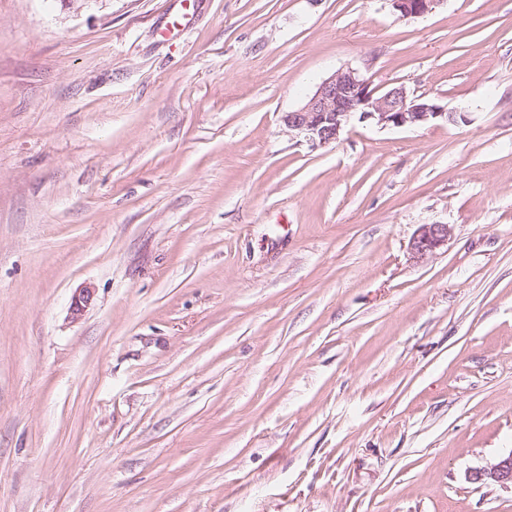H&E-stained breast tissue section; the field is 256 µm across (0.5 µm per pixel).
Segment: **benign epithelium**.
Masks as SVG:
<instances>
[{
	"mask_svg": "<svg viewBox=\"0 0 512 512\" xmlns=\"http://www.w3.org/2000/svg\"><path fill=\"white\" fill-rule=\"evenodd\" d=\"M404 18L420 17L433 12L444 0H391ZM368 123L381 129L420 128L435 121L448 124L467 121L457 110L444 111L423 95H414L400 86L373 88L357 69L341 68L324 79L314 94L300 107L285 113L288 129L303 137L313 147L337 143L353 121ZM452 229L448 224H423L413 236L409 251L421 261L448 244ZM94 300V290L82 288L71 304L72 318H80ZM477 482L491 480L512 487V451L502 455L491 467L474 475Z\"/></svg>",
	"mask_w": 512,
	"mask_h": 512,
	"instance_id": "obj_1",
	"label": "benign epithelium"
}]
</instances>
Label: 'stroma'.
Returning a JSON list of instances; mask_svg holds the SVG:
<instances>
[{
	"label": "stroma",
	"instance_id": "35a3bbf8",
	"mask_svg": "<svg viewBox=\"0 0 512 512\" xmlns=\"http://www.w3.org/2000/svg\"><path fill=\"white\" fill-rule=\"evenodd\" d=\"M193 10L0 0V512H512V0ZM403 18L420 17L433 12L443 0H391ZM466 113L445 112L402 85L371 88V82L358 69L346 67L324 79L300 107L285 113L283 121L312 147H325L339 142L355 120L381 129L420 128L435 121L458 124L467 121ZM452 229L448 224H423L413 236L409 251L413 259L421 261L447 245ZM473 480H491L501 486L512 487V451L499 457L490 468L476 472Z\"/></svg>",
	"mask_w": 512,
	"mask_h": 512
}]
</instances>
